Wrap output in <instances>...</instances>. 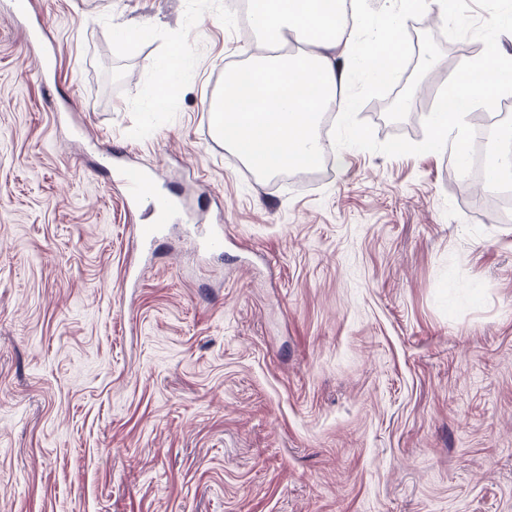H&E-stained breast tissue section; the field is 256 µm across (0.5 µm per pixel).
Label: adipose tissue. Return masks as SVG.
<instances>
[{
    "instance_id": "ef3b65f1",
    "label": "adipose tissue",
    "mask_w": 512,
    "mask_h": 512,
    "mask_svg": "<svg viewBox=\"0 0 512 512\" xmlns=\"http://www.w3.org/2000/svg\"><path fill=\"white\" fill-rule=\"evenodd\" d=\"M390 24H372L365 0H261L252 21L262 34H293L306 50L300 55L258 56L246 72L229 71L224 92L212 105L216 135L262 176L307 171L318 166L328 146L318 133L324 112L346 117L354 106L342 85L351 67L337 58L336 45L356 43L374 32L377 48L361 63L380 79V53L396 49L403 24L415 12L448 18L447 0H393Z\"/></svg>"
}]
</instances>
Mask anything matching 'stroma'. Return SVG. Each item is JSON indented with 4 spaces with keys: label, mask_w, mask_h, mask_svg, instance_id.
<instances>
[{
    "label": "stroma",
    "mask_w": 512,
    "mask_h": 512,
    "mask_svg": "<svg viewBox=\"0 0 512 512\" xmlns=\"http://www.w3.org/2000/svg\"><path fill=\"white\" fill-rule=\"evenodd\" d=\"M227 2L0 0V512H512V219L447 150L232 160L210 103L254 53ZM413 20L432 75L477 45ZM439 92L358 117L419 142ZM117 148L192 208L151 244ZM185 54L176 51L170 58L158 67L159 87L158 92L175 83L182 73Z\"/></svg>",
    "instance_id": "35a3bbf8"
}]
</instances>
